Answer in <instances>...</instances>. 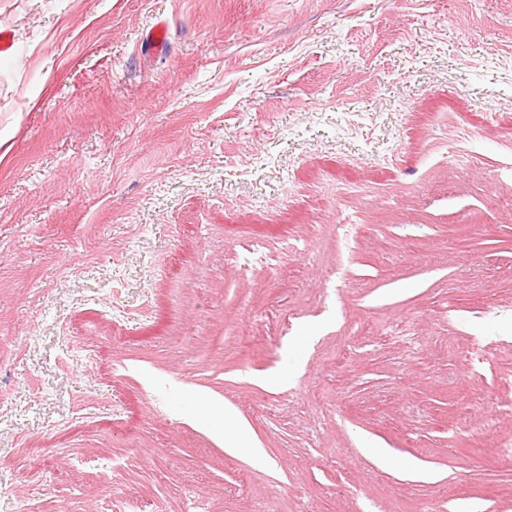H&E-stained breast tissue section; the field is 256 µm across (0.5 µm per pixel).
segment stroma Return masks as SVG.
Returning <instances> with one entry per match:
<instances>
[{
  "label": "stroma",
  "mask_w": 512,
  "mask_h": 512,
  "mask_svg": "<svg viewBox=\"0 0 512 512\" xmlns=\"http://www.w3.org/2000/svg\"><path fill=\"white\" fill-rule=\"evenodd\" d=\"M5 29L0 512H512V0H0ZM214 423L224 430V447L234 448L252 458H261L262 449L254 442L249 429L228 408L210 411Z\"/></svg>",
  "instance_id": "1"
}]
</instances>
